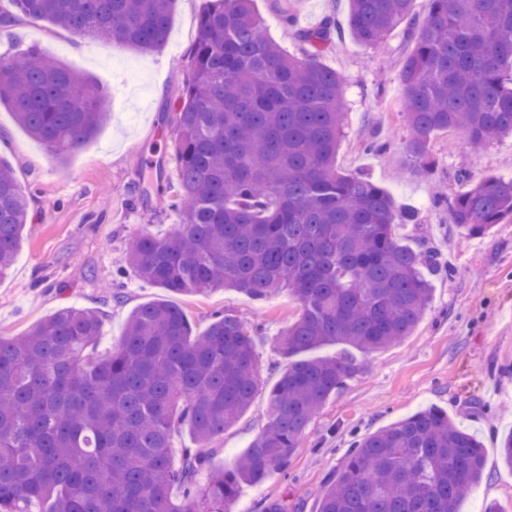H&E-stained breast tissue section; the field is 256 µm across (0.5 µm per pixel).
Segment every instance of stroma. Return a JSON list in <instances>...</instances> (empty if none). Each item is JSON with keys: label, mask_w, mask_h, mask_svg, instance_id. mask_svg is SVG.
I'll use <instances>...</instances> for the list:
<instances>
[{"label": "stroma", "mask_w": 512, "mask_h": 512, "mask_svg": "<svg viewBox=\"0 0 512 512\" xmlns=\"http://www.w3.org/2000/svg\"><path fill=\"white\" fill-rule=\"evenodd\" d=\"M291 2L294 28L317 26L329 15L342 28L321 58L344 79L347 121L337 167L369 175L397 204L417 209V223L396 226V236L408 244L435 246L448 270L435 276L430 308L411 336L358 356L356 373L313 417L287 468L260 484L242 486L232 512H259L269 501L286 503L288 512H317L326 479L341 465L352 434L376 431L430 406L447 411L484 448V478L459 512H482L490 501L512 512V470L499 455L502 437L512 433V222L468 237L457 232L446 208L434 204L437 192L451 197L462 191L458 168H466L474 182L512 178V137L476 153L459 135H438L431 147L437 174L422 177L403 153L407 127L399 111V66L414 47L403 28L368 47L346 27L347 0ZM253 6L267 35L288 54L300 55L294 28L281 24L270 0H253ZM203 7L204 0H178L167 45L157 54L109 52L24 19L10 35L0 36V57L32 46L105 82L112 112L97 135L61 165L0 107V157L11 163L29 194L33 217L9 275L0 279V336L22 335L64 307H88L102 314L100 347L108 350L119 343L130 312L154 301L178 305L198 333L217 311L248 325L263 324L255 339L257 392L239 421L212 443V466L228 469L261 431L268 391L288 364L272 340L296 320L295 296L286 288L261 301L221 288L186 296L143 283L131 270L123 278L120 300L105 289L113 271L125 267L139 234L162 235L177 222L176 211L163 205L169 184L177 180L170 119ZM376 125L388 143L381 155L361 148Z\"/></svg>", "instance_id": "1"}]
</instances>
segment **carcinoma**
<instances>
[{
    "label": "carcinoma",
    "instance_id": "1",
    "mask_svg": "<svg viewBox=\"0 0 512 512\" xmlns=\"http://www.w3.org/2000/svg\"><path fill=\"white\" fill-rule=\"evenodd\" d=\"M176 0H0L18 18L100 45L162 50ZM349 0L356 41L379 46L407 23L401 66L406 157L433 174L431 145L459 133L475 147L512 134V0ZM337 23L297 29L302 56L269 38L251 0H205L173 117L178 224L139 235L128 264L144 282L254 300L288 288L298 318L274 339L288 367L268 393L260 434L230 470L210 444L256 392V332L214 316L200 334L163 302L129 314L118 346L98 351V311L58 310L0 337V512H230L243 484L283 470L356 354L396 344L422 321L441 269L436 249L400 242L416 221L382 187L334 166L345 127L343 79L320 58ZM0 105L55 156L94 138L111 111L103 85L30 47L0 59ZM457 230L512 220V179L487 178L444 199ZM29 200L0 158V278L30 223ZM338 345L334 358L301 354ZM195 447L174 463L173 435ZM475 435L429 407L353 440L318 512H457L483 477Z\"/></svg>",
    "mask_w": 512,
    "mask_h": 512
}]
</instances>
